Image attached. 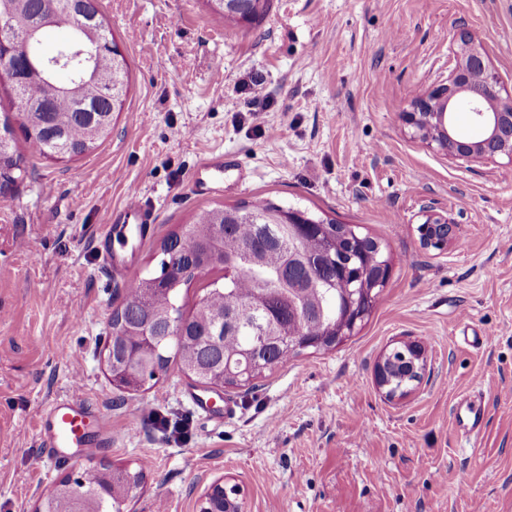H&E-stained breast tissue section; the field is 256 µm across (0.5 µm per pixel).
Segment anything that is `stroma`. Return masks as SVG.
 <instances>
[{
  "mask_svg": "<svg viewBox=\"0 0 512 512\" xmlns=\"http://www.w3.org/2000/svg\"><path fill=\"white\" fill-rule=\"evenodd\" d=\"M130 67L112 133L55 160L16 147L32 176L0 198V512H39L43 493L99 463L143 469L124 512H199L216 482L242 512H512V163L457 161L402 115L445 82L466 25L512 95V0H269L251 24L206 0H96ZM221 152L224 186L192 192ZM151 202L155 242L207 207L265 197L382 242L390 272L371 314L335 347L301 352L215 393L171 361L117 388L104 364L125 298L94 248L112 211ZM456 223L421 247L423 204ZM414 342L425 371L388 398L375 368ZM112 432L62 462L39 445L43 405L71 391ZM485 426L456 422L463 396ZM155 409L186 430H163Z\"/></svg>",
  "mask_w": 512,
  "mask_h": 512,
  "instance_id": "stroma-1",
  "label": "stroma"
}]
</instances>
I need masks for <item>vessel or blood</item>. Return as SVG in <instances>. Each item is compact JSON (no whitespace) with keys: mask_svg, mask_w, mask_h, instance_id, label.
Wrapping results in <instances>:
<instances>
[{"mask_svg":"<svg viewBox=\"0 0 512 512\" xmlns=\"http://www.w3.org/2000/svg\"><path fill=\"white\" fill-rule=\"evenodd\" d=\"M224 174L223 154H213L199 164L194 179V189L203 193L212 190L216 180ZM155 221L153 206L144 199L134 198L112 214L103 234L96 240V249L108 270L124 273L130 258L141 246L144 232ZM97 415L78 394L50 400L40 415V435L43 448L59 459H67L72 448H93L109 443L107 431L97 430ZM457 424L469 433H480L485 424L481 406L465 403L459 405Z\"/></svg>","mask_w":512,"mask_h":512,"instance_id":"obj_1","label":"vessel or blood"}]
</instances>
